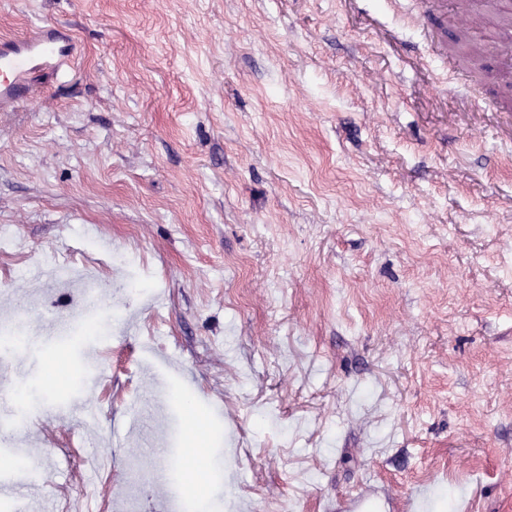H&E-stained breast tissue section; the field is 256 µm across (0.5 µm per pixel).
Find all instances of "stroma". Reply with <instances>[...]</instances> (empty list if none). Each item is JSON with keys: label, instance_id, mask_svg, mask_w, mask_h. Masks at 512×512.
Returning <instances> with one entry per match:
<instances>
[{"label": "stroma", "instance_id": "1", "mask_svg": "<svg viewBox=\"0 0 512 512\" xmlns=\"http://www.w3.org/2000/svg\"><path fill=\"white\" fill-rule=\"evenodd\" d=\"M361 6L0 0V512H512V0ZM74 48L68 35L45 26L22 38H1L0 109L33 102L36 75L66 73L74 63Z\"/></svg>", "mask_w": 512, "mask_h": 512}]
</instances>
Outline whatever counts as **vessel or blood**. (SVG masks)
Here are the masks:
<instances>
[{"label":"vessel or blood","instance_id":"vessel-or-blood-1","mask_svg":"<svg viewBox=\"0 0 512 512\" xmlns=\"http://www.w3.org/2000/svg\"><path fill=\"white\" fill-rule=\"evenodd\" d=\"M74 58L72 39L55 28L43 27L22 38H1L0 109L33 102L36 75L67 72Z\"/></svg>","mask_w":512,"mask_h":512}]
</instances>
